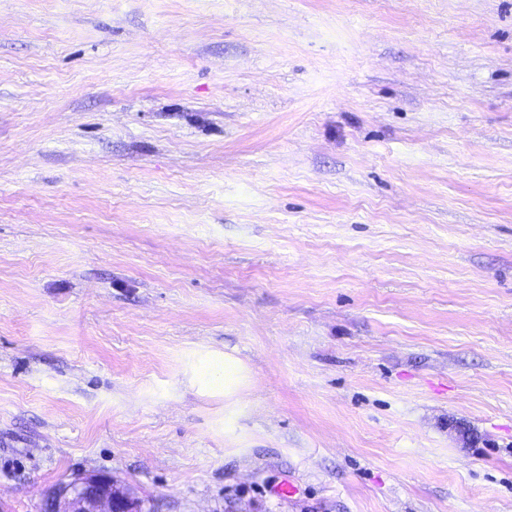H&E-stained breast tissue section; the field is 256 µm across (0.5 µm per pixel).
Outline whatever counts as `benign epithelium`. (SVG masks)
I'll return each instance as SVG.
<instances>
[{"label": "benign epithelium", "instance_id": "benign-epithelium-1", "mask_svg": "<svg viewBox=\"0 0 512 512\" xmlns=\"http://www.w3.org/2000/svg\"><path fill=\"white\" fill-rule=\"evenodd\" d=\"M52 499L54 512H141L140 503L104 475L74 480L55 491Z\"/></svg>", "mask_w": 512, "mask_h": 512}]
</instances>
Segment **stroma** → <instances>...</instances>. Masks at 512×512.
Instances as JSON below:
<instances>
[{"instance_id":"35a3bbf8","label":"stroma","mask_w":512,"mask_h":512,"mask_svg":"<svg viewBox=\"0 0 512 512\" xmlns=\"http://www.w3.org/2000/svg\"><path fill=\"white\" fill-rule=\"evenodd\" d=\"M87 475L512 512V0H0V512Z\"/></svg>"}]
</instances>
